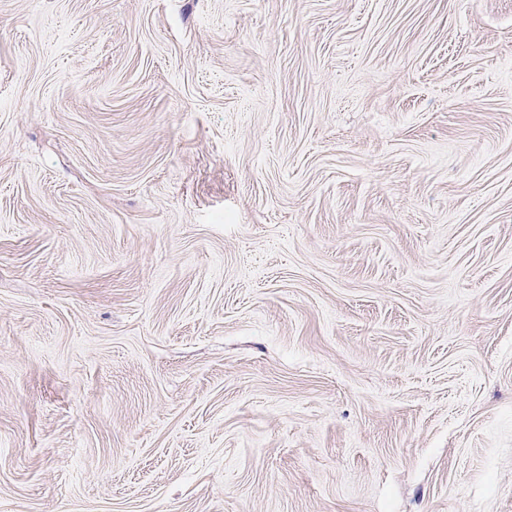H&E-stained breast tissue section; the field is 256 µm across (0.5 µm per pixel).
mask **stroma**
<instances>
[{
  "label": "stroma",
  "mask_w": 512,
  "mask_h": 512,
  "mask_svg": "<svg viewBox=\"0 0 512 512\" xmlns=\"http://www.w3.org/2000/svg\"><path fill=\"white\" fill-rule=\"evenodd\" d=\"M0 512H512V0H0Z\"/></svg>",
  "instance_id": "obj_1"
}]
</instances>
